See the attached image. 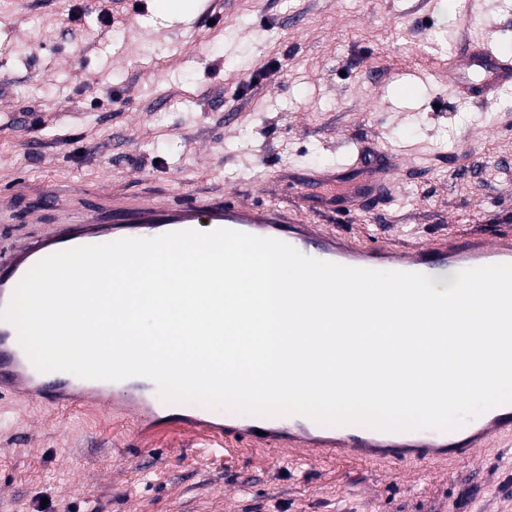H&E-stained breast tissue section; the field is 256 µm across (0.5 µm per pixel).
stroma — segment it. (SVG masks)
<instances>
[{"label": "stroma", "instance_id": "1", "mask_svg": "<svg viewBox=\"0 0 512 512\" xmlns=\"http://www.w3.org/2000/svg\"><path fill=\"white\" fill-rule=\"evenodd\" d=\"M217 0L214 22L147 36L154 0H0V260L44 232L53 186L143 200L242 190L288 167L400 161L375 217L300 207L361 242L512 230V86L485 108L448 90L468 40L512 56V0ZM112 25H105V15ZM256 75L246 85L248 75ZM214 450L88 403L0 401V512H512V443L446 466Z\"/></svg>", "mask_w": 512, "mask_h": 512}]
</instances>
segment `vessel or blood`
<instances>
[{"instance_id": "obj_1", "label": "vessel or blood", "mask_w": 512, "mask_h": 512, "mask_svg": "<svg viewBox=\"0 0 512 512\" xmlns=\"http://www.w3.org/2000/svg\"><path fill=\"white\" fill-rule=\"evenodd\" d=\"M453 89L479 96L494 106L501 87L512 83V58L486 44H465L449 69ZM398 158L377 148L357 147L348 164L310 169L305 179L330 194L331 213L373 216L374 206L391 194ZM225 228L286 242L306 256L344 266L416 272L432 276L449 266L466 269L512 263V235L482 233L400 247L361 245L341 233L317 229L298 220L294 207L277 202L252 206L240 194L190 195L158 205L134 199H104L98 209L78 222L57 226L16 248L0 263V309L7 306L25 274L55 252L122 238H150L172 231ZM154 382L144 377L122 381L89 380L67 372L45 377L18 341L15 327L0 319V395L44 399L73 408L93 398L111 404L137 429L166 421L234 440L260 442L271 452L286 448L313 460H369L388 465L442 464L471 454L496 437L512 438V403L478 423L456 432L427 429L417 433L381 431L366 425H325L302 415L228 418L216 423L188 413L170 411L160 401Z\"/></svg>"}]
</instances>
